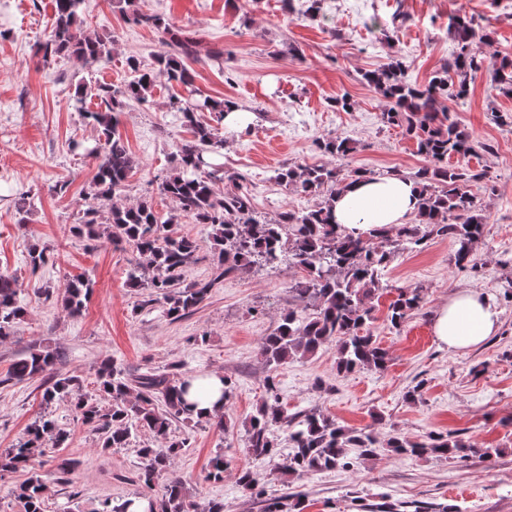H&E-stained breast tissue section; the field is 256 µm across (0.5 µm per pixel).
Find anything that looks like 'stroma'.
<instances>
[{
	"instance_id": "stroma-1",
	"label": "stroma",
	"mask_w": 512,
	"mask_h": 512,
	"mask_svg": "<svg viewBox=\"0 0 512 512\" xmlns=\"http://www.w3.org/2000/svg\"><path fill=\"white\" fill-rule=\"evenodd\" d=\"M307 6V0L141 2L143 11L197 36L198 55L186 65L201 94L232 100L248 115L247 129L225 133L220 162L244 175L258 215L272 219L287 207L302 211L318 204V197L286 189L276 173L287 165L324 163L315 143L330 134L353 142L352 166L380 173L395 168L406 175L423 166L414 139L382 123L389 104L361 75L397 60L409 81L426 85L454 49L449 19L464 15L492 34L491 42H476L484 65L453 112L461 129L488 145L467 162L478 174L469 189L485 206L488 222L475 248L476 268L457 267L453 245L440 239L394 258L385 276L388 286L421 288L424 300L397 327L377 312L371 331L390 354L385 370L337 375L335 349L324 348L273 373L281 405L292 415L319 411L384 436L418 440L454 432L492 455L460 461L401 457L382 448L356 470L317 471L296 480L305 494L304 512H362V504L384 497L403 506L428 502L459 512H512V300L504 296L512 289V125L492 117L496 110L512 112V96L491 84L495 61L512 55V0H321L314 13ZM52 18L53 0H0V272L17 276L25 288V315L14 337L0 342V451L13 447L45 412L68 432L65 451L78 461L66 481H48V512H85L107 498L160 497L161 486L148 489L136 479L138 450L152 442L150 432L134 430L128 447L102 449L99 434L65 403L42 405L41 378L17 382L7 373L35 343L50 346L57 354L56 373L79 376L89 393L105 359L129 378L158 370L174 371L179 379L219 373L234 382L224 406L232 427L222 432L212 422H173L172 437L186 442L174 469L196 501L223 502L224 512H262L259 501L244 496L238 474L249 469L264 475L268 496H278L286 461L251 457L242 423L265 396L270 373L260 345L291 309L288 288L299 271L285 266L273 274L227 275L194 313L179 320L167 318L159 305H143L142 294L126 286L132 249H92L73 231L96 171L89 158L70 148L71 141L96 135L73 95L88 74L122 85L129 78V57L149 67L164 46L156 30L128 21L124 0H83L81 26L112 35L110 60L92 66L67 55L46 60L37 49ZM183 93L158 79L147 103L125 107L120 116L119 132L136 161L123 198L148 201L163 214L173 204L159 183L176 164L178 146L193 138L170 107L172 97ZM343 94L351 98L352 111L330 106L331 98ZM59 182L67 183L65 193L54 192ZM22 198L23 216L16 207ZM174 229L199 244L184 281H209L208 227L183 214ZM35 245L47 249L49 261L34 272L27 259ZM81 274L94 286L83 314L73 317L62 296L68 280ZM463 290L492 298L499 329L479 347L455 351L437 342L432 316L449 295ZM416 386L420 397L407 400L406 392ZM218 452L227 463L224 478L210 481L209 463Z\"/></svg>"
}]
</instances>
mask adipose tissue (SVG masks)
<instances>
[{
    "label": "adipose tissue",
    "mask_w": 512,
    "mask_h": 512,
    "mask_svg": "<svg viewBox=\"0 0 512 512\" xmlns=\"http://www.w3.org/2000/svg\"><path fill=\"white\" fill-rule=\"evenodd\" d=\"M417 204L412 182L398 177L349 183L334 203L337 224L358 235L371 228L406 223ZM495 303L476 291H461L443 301L433 315L437 340L454 350H464L495 335L498 329Z\"/></svg>",
    "instance_id": "ef3b65f1"
}]
</instances>
